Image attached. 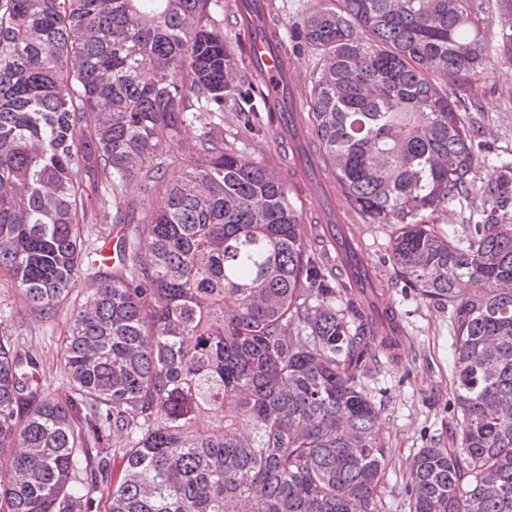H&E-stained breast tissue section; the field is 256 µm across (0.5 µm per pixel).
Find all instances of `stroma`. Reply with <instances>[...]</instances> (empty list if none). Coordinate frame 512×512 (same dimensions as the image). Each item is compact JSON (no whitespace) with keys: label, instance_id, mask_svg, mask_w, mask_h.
Instances as JSON below:
<instances>
[{"label":"stroma","instance_id":"35a3bbf8","mask_svg":"<svg viewBox=\"0 0 512 512\" xmlns=\"http://www.w3.org/2000/svg\"><path fill=\"white\" fill-rule=\"evenodd\" d=\"M478 100L467 108L480 153L493 157L512 153V61L498 60L477 83ZM241 101L237 110L224 112V138L246 155L290 176L292 153L275 138L274 131L256 136L235 118L236 112L250 109ZM359 241L372 256L378 272V288L398 311L407 336L398 361L380 359L362 385L381 400L380 433L389 452V465L382 482L384 512H408L404 492L410 459L432 439L447 435L452 421L451 394L453 339L447 309L428 303L412 289L390 287L393 269L387 262L390 229L384 224H362ZM0 301L12 308L18 329L16 343L22 350L42 357L52 392H63L65 384L56 370L60 358V338L70 317V307L60 309L56 320L45 323L28 314L20 291L0 287Z\"/></svg>","mask_w":512,"mask_h":512}]
</instances>
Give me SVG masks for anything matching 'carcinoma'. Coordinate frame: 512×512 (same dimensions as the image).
Here are the masks:
<instances>
[{
  "instance_id": "obj_1",
  "label": "carcinoma",
  "mask_w": 512,
  "mask_h": 512,
  "mask_svg": "<svg viewBox=\"0 0 512 512\" xmlns=\"http://www.w3.org/2000/svg\"><path fill=\"white\" fill-rule=\"evenodd\" d=\"M491 25L484 0H341L294 33L324 171L448 307L454 429L410 462L409 512H512V158L475 151L456 85L512 60ZM256 98L224 0H0V285L42 321L85 294L61 395L0 306V512H84L102 487L108 512H382L361 378L394 336L285 178L224 141V104ZM472 193L464 234L429 224Z\"/></svg>"
}]
</instances>
